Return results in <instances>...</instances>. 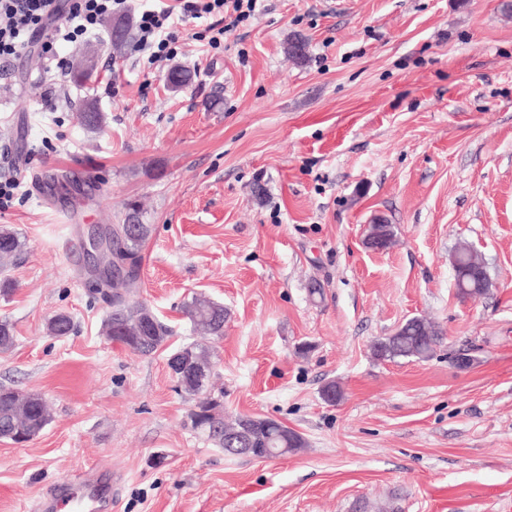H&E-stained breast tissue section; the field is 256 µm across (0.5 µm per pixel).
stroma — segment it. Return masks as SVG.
I'll list each match as a JSON object with an SVG mask.
<instances>
[{
  "label": "stroma",
  "instance_id": "1",
  "mask_svg": "<svg viewBox=\"0 0 512 512\" xmlns=\"http://www.w3.org/2000/svg\"><path fill=\"white\" fill-rule=\"evenodd\" d=\"M210 22L186 19L155 64L104 26L0 62V179L21 182L0 227L25 243L0 386L50 413L32 441H0V512L92 467L114 477L112 512H512V0H263L217 50L197 38ZM89 47L97 78L78 86ZM176 66L193 76L177 91ZM86 101L101 131L80 124ZM132 200L151 226L139 297L174 329L148 357L104 337L85 252L61 248ZM379 219L383 252L364 244ZM462 244L487 295L456 292ZM196 296L224 307L225 419L278 420L300 452L232 457L192 429L167 360L200 339ZM60 312L74 330L57 338ZM413 317L442 330L433 356L375 359Z\"/></svg>",
  "mask_w": 512,
  "mask_h": 512
}]
</instances>
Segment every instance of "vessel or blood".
Returning <instances> with one entry per match:
<instances>
[{"label": "vessel or blood", "mask_w": 512, "mask_h": 512, "mask_svg": "<svg viewBox=\"0 0 512 512\" xmlns=\"http://www.w3.org/2000/svg\"><path fill=\"white\" fill-rule=\"evenodd\" d=\"M111 500L110 481L96 471L82 479L77 492H69L64 483L47 489L37 508L39 512H104Z\"/></svg>", "instance_id": "vessel-or-blood-1"}]
</instances>
